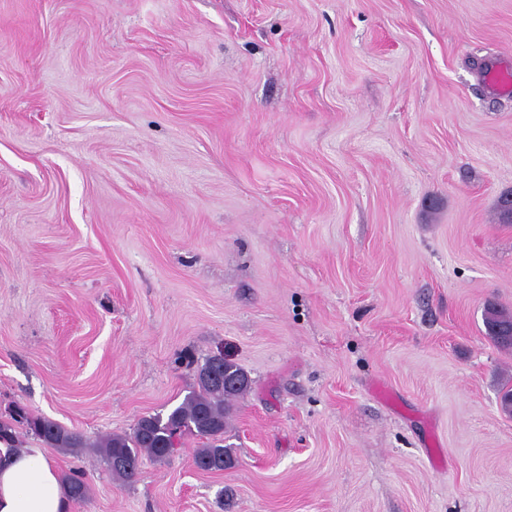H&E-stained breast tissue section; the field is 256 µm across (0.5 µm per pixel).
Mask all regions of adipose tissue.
Segmentation results:
<instances>
[{
	"label": "adipose tissue",
	"instance_id": "adipose-tissue-1",
	"mask_svg": "<svg viewBox=\"0 0 512 512\" xmlns=\"http://www.w3.org/2000/svg\"><path fill=\"white\" fill-rule=\"evenodd\" d=\"M70 499L43 449L0 448V512H68Z\"/></svg>",
	"mask_w": 512,
	"mask_h": 512
}]
</instances>
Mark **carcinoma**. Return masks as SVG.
Wrapping results in <instances>:
<instances>
[{
  "mask_svg": "<svg viewBox=\"0 0 512 512\" xmlns=\"http://www.w3.org/2000/svg\"><path fill=\"white\" fill-rule=\"evenodd\" d=\"M489 337L503 348H512V314L490 306L485 312ZM197 389L167 415L160 413L140 417L129 434H113L95 443L60 424L32 415L16 405L7 417L0 419V444L17 450L20 431L32 433L53 448L73 453L90 451L100 458L121 482L132 481L139 470L142 457L155 461L169 459L186 435L203 440V447L195 450V466L207 472H222L234 466L231 448L224 445L234 402L248 391L251 380L238 364L222 355L206 358L196 372ZM69 497L84 501L88 485L83 474L73 471L65 476Z\"/></svg>",
  "mask_w": 512,
  "mask_h": 512,
  "instance_id": "obj_1",
  "label": "carcinoma"
}]
</instances>
